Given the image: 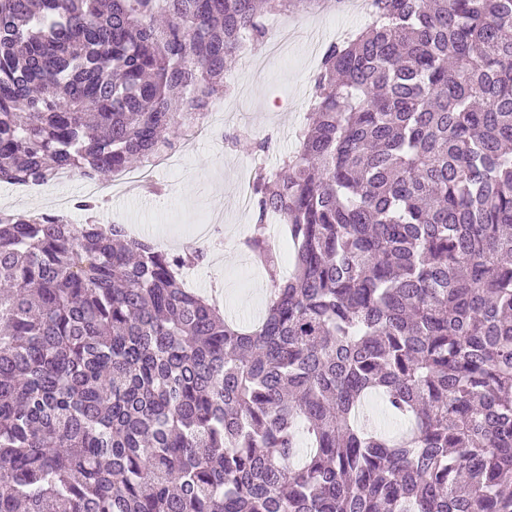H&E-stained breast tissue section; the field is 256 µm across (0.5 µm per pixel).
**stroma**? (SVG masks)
I'll use <instances>...</instances> for the list:
<instances>
[{
	"mask_svg": "<svg viewBox=\"0 0 512 512\" xmlns=\"http://www.w3.org/2000/svg\"><path fill=\"white\" fill-rule=\"evenodd\" d=\"M365 24L364 15L340 11L333 5L292 19L293 42L279 56L239 58L229 67L236 95L224 104L226 114L237 116L227 131L248 129L253 136H271L263 163L276 165L279 158L295 152V132L308 112L309 79L318 70L320 57L312 50L313 38L323 43ZM254 160L248 143L232 147L220 139L203 140L188 148L178 169L155 173L150 192L114 199L113 215L141 227L143 236L170 249L193 240L196 222L203 215L223 216L238 230L224 236V249L233 255L229 264L207 261L197 272L203 290L220 285L226 317L250 322L264 308L265 279L241 247L251 223L250 212L238 205L236 186L250 180Z\"/></svg>",
	"mask_w": 512,
	"mask_h": 512,
	"instance_id": "35a3bbf8",
	"label": "stroma"
}]
</instances>
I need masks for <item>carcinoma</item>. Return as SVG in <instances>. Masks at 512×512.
I'll use <instances>...</instances> for the list:
<instances>
[{
    "mask_svg": "<svg viewBox=\"0 0 512 512\" xmlns=\"http://www.w3.org/2000/svg\"><path fill=\"white\" fill-rule=\"evenodd\" d=\"M319 2L0 0V182L179 150ZM371 8L252 180L254 326L176 275L202 249L0 211V512H512V0Z\"/></svg>",
    "mask_w": 512,
    "mask_h": 512,
    "instance_id": "cac0c4a2",
    "label": "carcinoma"
}]
</instances>
